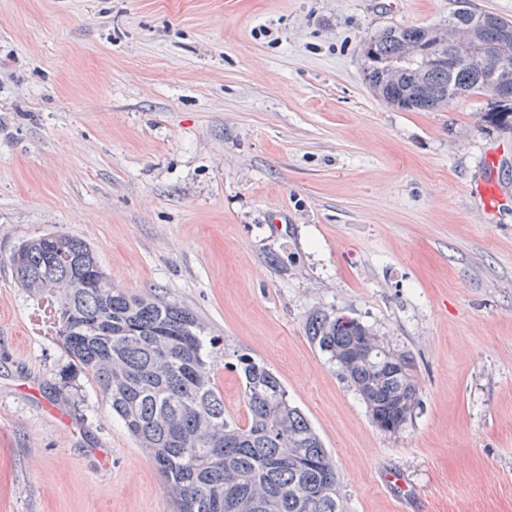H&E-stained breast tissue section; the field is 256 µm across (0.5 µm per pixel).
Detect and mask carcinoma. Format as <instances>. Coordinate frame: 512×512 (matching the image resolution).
Returning a JSON list of instances; mask_svg holds the SVG:
<instances>
[{
	"label": "carcinoma",
	"instance_id": "carcinoma-1",
	"mask_svg": "<svg viewBox=\"0 0 512 512\" xmlns=\"http://www.w3.org/2000/svg\"><path fill=\"white\" fill-rule=\"evenodd\" d=\"M482 13L462 8L448 24L389 28L365 41V78L389 105L408 112L443 108L464 95L494 97L493 118L512 124V97L493 96L512 40L484 46ZM433 43L460 59L425 66ZM17 283L46 302L73 367L90 375L112 412L159 472L176 512H343L336 460L288 399L282 381L245 354L236 356L247 418L224 413L211 354L216 341L182 303L118 288L84 240L50 231L9 257ZM310 342L328 354L357 392L374 426L396 431L418 406L406 353L370 327L309 313Z\"/></svg>",
	"mask_w": 512,
	"mask_h": 512
}]
</instances>
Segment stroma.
Returning <instances> with one entry per match:
<instances>
[{"instance_id": "35a3bbf8", "label": "stroma", "mask_w": 512, "mask_h": 512, "mask_svg": "<svg viewBox=\"0 0 512 512\" xmlns=\"http://www.w3.org/2000/svg\"><path fill=\"white\" fill-rule=\"evenodd\" d=\"M512 0H0V512H176L8 258L48 230L264 363L336 459L344 512H512V128L364 78L366 39ZM494 179L486 210L471 186ZM413 363L395 433L309 342L310 311Z\"/></svg>"}]
</instances>
